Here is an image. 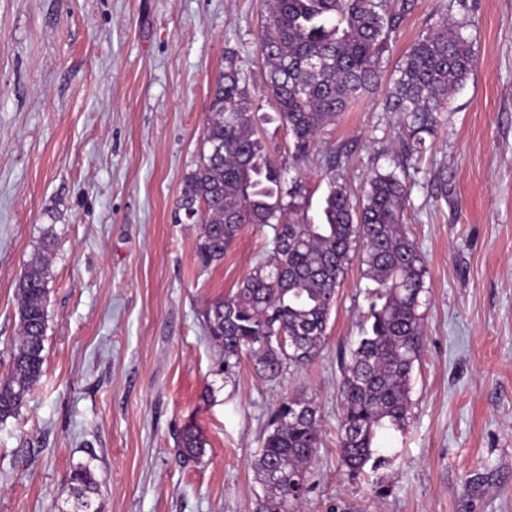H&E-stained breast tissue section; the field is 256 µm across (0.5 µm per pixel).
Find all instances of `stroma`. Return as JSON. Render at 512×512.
<instances>
[{
  "label": "stroma",
  "instance_id": "stroma-1",
  "mask_svg": "<svg viewBox=\"0 0 512 512\" xmlns=\"http://www.w3.org/2000/svg\"><path fill=\"white\" fill-rule=\"evenodd\" d=\"M465 3L414 0L384 55L394 68L441 15L470 16L475 68L408 166L405 225L428 287L412 412L382 438L389 464L352 476L338 457V385L366 308L359 262L311 363L267 380L246 354L223 377L204 313L271 250L273 231L246 225L204 269L198 225L173 214L226 57L285 180L317 198L326 147L340 149L336 177L357 200L394 169L403 125L384 92L296 162L264 91L262 0H0V379L17 281L53 241L45 374L0 423V512H70L81 465L103 512H254L271 410L300 394L321 417L304 512H512V0ZM188 422L208 441L197 460L175 444Z\"/></svg>",
  "mask_w": 512,
  "mask_h": 512
}]
</instances>
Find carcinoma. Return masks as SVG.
Returning a JSON list of instances; mask_svg holds the SVG:
<instances>
[{"label": "carcinoma", "mask_w": 512, "mask_h": 512, "mask_svg": "<svg viewBox=\"0 0 512 512\" xmlns=\"http://www.w3.org/2000/svg\"><path fill=\"white\" fill-rule=\"evenodd\" d=\"M264 7L259 50L266 90L299 161L351 104L379 87L389 38L412 0L394 7L390 0H264ZM466 27L464 17L454 24L443 19L391 74L384 108L402 118L400 150L407 160L426 150L451 93L473 71ZM203 147L178 203L201 225L200 266L220 262L247 224L274 231L271 253L205 312L208 333L224 350V371L246 353L261 377L275 380L317 356L351 253L358 254L370 285L360 336L343 365L338 451L351 475L384 465L381 432L403 429L411 415L428 292L424 257L403 227L410 186L394 171H377L356 202L336 179L339 156L330 147L322 159L328 192L311 211L300 184L283 189L282 168L265 150L242 73L232 63L215 77ZM49 247L47 241L33 255L16 285L19 333L8 376L0 381V423L19 412L43 376ZM319 424L309 398H287L276 407L254 462L262 489L256 512H302L321 444ZM176 444L183 458L198 459L207 440L188 423L176 432ZM70 483L72 512H102L92 498L96 479L89 467L74 469Z\"/></svg>", "instance_id": "cac0c4a2"}]
</instances>
